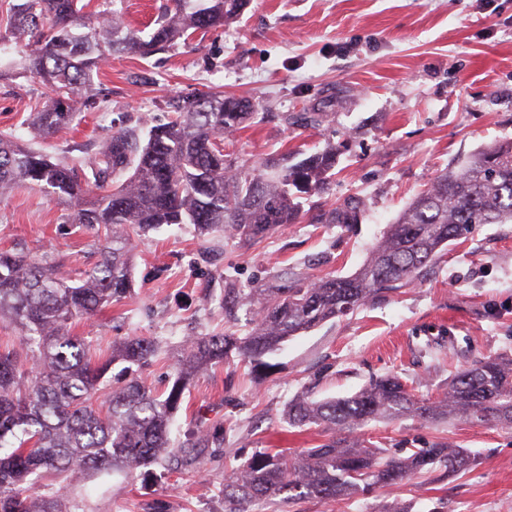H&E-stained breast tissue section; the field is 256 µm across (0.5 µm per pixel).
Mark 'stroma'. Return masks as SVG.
Listing matches in <instances>:
<instances>
[{
	"mask_svg": "<svg viewBox=\"0 0 512 512\" xmlns=\"http://www.w3.org/2000/svg\"><path fill=\"white\" fill-rule=\"evenodd\" d=\"M103 102L78 125L43 141L57 157L95 149L109 131L139 134L168 118L176 96L244 97L260 120L225 137L224 151L258 165L285 151H336L324 193L308 215L263 238L202 239L175 224L135 242L129 297L79 325L103 351L128 336L152 338L158 354L141 377L164 388L177 375L187 336L247 335L258 288L283 271L316 278L356 271L411 199L436 173L502 138L512 139V0H249L224 27L142 58L115 55L95 76ZM38 78L0 80V131L30 139L27 118L44 96ZM302 112L320 125L294 124ZM360 199L365 217L347 228L316 212ZM93 238L39 190L0 197V249L62 259L75 274L90 264ZM234 289L232 314L224 292ZM512 357V224H480L420 280L290 338L277 371L254 378L238 354L194 377L175 415L172 442L199 424L224 428L223 456L183 480L155 467L128 479L115 473L80 482L89 512H224V475L268 448L297 453L323 435L283 417L299 397L352 395L370 381L399 377L417 396L435 397L474 358ZM357 437L382 448H466L475 466L447 478L437 467L342 503L307 499L293 512H512V427L493 422L374 421Z\"/></svg>",
	"mask_w": 512,
	"mask_h": 512,
	"instance_id": "1",
	"label": "stroma"
}]
</instances>
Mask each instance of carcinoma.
<instances>
[{
	"label": "carcinoma",
	"mask_w": 512,
	"mask_h": 512,
	"mask_svg": "<svg viewBox=\"0 0 512 512\" xmlns=\"http://www.w3.org/2000/svg\"><path fill=\"white\" fill-rule=\"evenodd\" d=\"M6 37L30 46L22 69L47 88L31 126L44 138L70 129L78 99L102 62L115 54L146 58L198 30L237 17L248 0H169L144 40L118 10L80 22L81 0H5ZM168 121L142 139L130 128L105 136L96 152L55 161L0 132V196L37 187L68 211L73 224L95 230L96 260L79 277L52 257L0 251V322L17 341L0 344V512H85L66 501L74 474L89 477L161 465L194 476L201 461L224 451V428L206 429L171 447L170 426L190 379L235 351L255 374L288 339L342 317L382 294L419 280L477 224H512V139L498 140L440 172L402 212L351 275L290 278L257 290L262 305L251 333L195 336L183 345L172 385L156 390L138 370L156 357L138 336L94 354L75 327L125 298L133 285L134 239L163 224H192L202 238L262 237L299 224L301 195L327 188L336 152L311 153L294 164L271 159L251 167L224 154V135L258 115V105L222 95L177 97ZM328 224H359L363 208L348 199L320 214ZM124 375L106 378L112 365ZM484 421L512 426V357L489 355L457 370L438 397L418 398L394 376L351 396L299 399L285 412L290 426L330 435L289 457L263 452L224 477L226 512L282 499L339 502L433 468L448 473L476 462L465 448H379L341 436L379 419Z\"/></svg>",
	"instance_id": "1"
}]
</instances>
